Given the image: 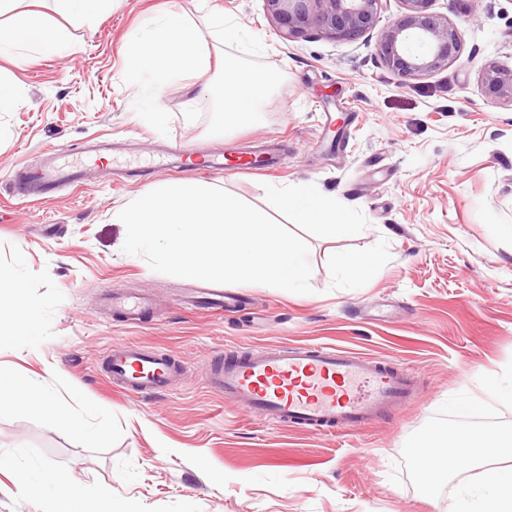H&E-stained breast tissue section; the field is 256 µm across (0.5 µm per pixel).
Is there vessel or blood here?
<instances>
[{"mask_svg":"<svg viewBox=\"0 0 512 512\" xmlns=\"http://www.w3.org/2000/svg\"><path fill=\"white\" fill-rule=\"evenodd\" d=\"M91 173L88 162H71L67 150L49 147L39 167L16 169L11 182L16 196L25 198L88 181ZM110 301L132 322L150 307L146 296L120 291L112 292ZM238 302L237 294L211 286L185 294L186 305L217 313ZM176 371L170 358L135 344L114 347L108 362L111 383L137 394L168 387ZM206 383L233 406L274 424L311 431L371 424L415 394L413 378L403 367L331 344L256 346L217 360Z\"/></svg>","mask_w":512,"mask_h":512,"instance_id":"1","label":"vessel or blood"}]
</instances>
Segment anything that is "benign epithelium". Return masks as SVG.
Segmentation results:
<instances>
[{
	"label": "benign epithelium",
	"instance_id": "7a95c632",
	"mask_svg": "<svg viewBox=\"0 0 512 512\" xmlns=\"http://www.w3.org/2000/svg\"><path fill=\"white\" fill-rule=\"evenodd\" d=\"M268 16L283 40L316 30L325 37L355 43L376 37V53L402 82L448 67L460 53L459 28L432 11L436 0H401L404 12L381 26V0H265ZM482 85L496 99L512 103V68L488 65Z\"/></svg>",
	"mask_w": 512,
	"mask_h": 512
}]
</instances>
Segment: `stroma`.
Listing matches in <instances>:
<instances>
[{
    "label": "stroma",
    "mask_w": 512,
    "mask_h": 512,
    "mask_svg": "<svg viewBox=\"0 0 512 512\" xmlns=\"http://www.w3.org/2000/svg\"><path fill=\"white\" fill-rule=\"evenodd\" d=\"M437 0L462 32L444 70L404 84L374 42L345 43L311 31L282 40L265 0H116L95 20H62L45 0L47 25H65L71 49L0 58L23 106L0 112V267L44 302L37 346L0 350L20 383L43 378L64 403L73 393L104 417L84 435L31 405L0 415V512H42L19 469L43 462L76 482L108 485L132 512H444L449 494L428 498L394 484L410 434L450 397L477 389L483 374L512 361V104L489 97L485 67H512V0ZM163 8L185 9L211 53L224 47L208 13L232 17L263 44L262 62L283 83L261 122L226 136L207 132L211 93L187 75L164 85L168 135L139 117L136 85L125 83L126 46ZM128 140L131 153L104 159L102 175L42 200L13 197L16 166H38L44 148ZM269 142L266 174L171 170L140 175L163 147L228 158ZM195 179L222 189L304 238L312 293L246 284L234 313L184 306L186 279L123 253L112 215L146 186ZM313 187L358 224L330 238L299 223L274 188ZM375 257L344 273L335 257ZM151 298L140 321L113 311L108 290ZM288 342L334 344L386 358L414 377L413 399L378 421L338 432H301L233 407L205 385L208 355ZM136 344L187 367L149 395L111 388L113 346Z\"/></svg>",
    "instance_id": "1"
}]
</instances>
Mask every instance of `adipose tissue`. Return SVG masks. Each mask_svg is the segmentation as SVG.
Here are the masks:
<instances>
[{"instance_id": "1", "label": "adipose tissue", "mask_w": 512, "mask_h": 512, "mask_svg": "<svg viewBox=\"0 0 512 512\" xmlns=\"http://www.w3.org/2000/svg\"><path fill=\"white\" fill-rule=\"evenodd\" d=\"M68 46L65 31L46 26L35 11L18 13L0 20V56L16 55L21 48L44 53ZM277 196L283 207L296 211L300 222L319 224L327 236L349 235L356 230L355 225L344 220L342 210L337 209L335 203L311 188H282L278 190ZM0 288L8 290L10 309L21 320L20 327L8 335V342L36 343L44 310L42 302L24 294L21 281L14 276L0 274ZM13 382V373L0 365V414L12 411L34 397L38 400V409L44 418L65 429H82L83 417L80 410L60 405L45 387H37L35 393L31 394L24 390H13ZM21 484L42 501L43 512H93L91 503L99 499L108 501L111 512H124L122 502L113 499L111 489L97 491L71 482L64 471L42 463L24 471Z\"/></svg>"}]
</instances>
